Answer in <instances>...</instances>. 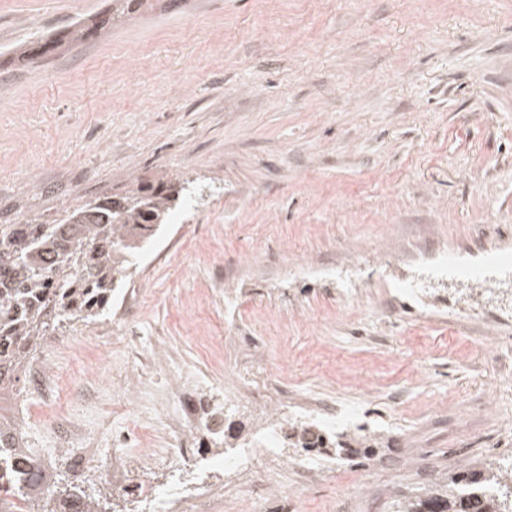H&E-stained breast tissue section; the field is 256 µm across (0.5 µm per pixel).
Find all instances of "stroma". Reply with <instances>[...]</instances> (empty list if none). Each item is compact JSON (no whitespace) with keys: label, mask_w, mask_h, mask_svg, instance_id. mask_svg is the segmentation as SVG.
I'll use <instances>...</instances> for the list:
<instances>
[{"label":"stroma","mask_w":512,"mask_h":512,"mask_svg":"<svg viewBox=\"0 0 512 512\" xmlns=\"http://www.w3.org/2000/svg\"><path fill=\"white\" fill-rule=\"evenodd\" d=\"M112 0H0V224H52L133 179L190 181L166 231L89 325L103 408H76L90 453L118 455L113 414L163 343L164 378L206 377L241 442L288 397L325 402L324 447L263 458L292 512H394L458 465L512 457V0H155L117 28L72 39ZM485 277L433 279L439 255ZM127 346L107 349L115 333ZM56 331L36 354L75 362ZM55 489L82 486L141 512L163 459L106 483L75 475L27 384L4 403ZM376 436L340 450L357 428ZM321 473L295 483L294 464ZM215 512H270L261 491L216 476Z\"/></svg>","instance_id":"35a3bbf8"}]
</instances>
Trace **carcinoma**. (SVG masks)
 Wrapping results in <instances>:
<instances>
[{
	"mask_svg": "<svg viewBox=\"0 0 512 512\" xmlns=\"http://www.w3.org/2000/svg\"><path fill=\"white\" fill-rule=\"evenodd\" d=\"M148 0H112L114 26ZM184 187L135 179L118 197L67 208L54 224H0V390L16 387L47 336L61 324L95 322L130 276L145 249L180 203ZM20 432L0 412V448L19 445ZM291 446L319 448L288 431ZM396 512H512V457L494 471L463 464L425 495L398 502Z\"/></svg>",
	"mask_w": 512,
	"mask_h": 512,
	"instance_id": "1",
	"label": "carcinoma"
}]
</instances>
